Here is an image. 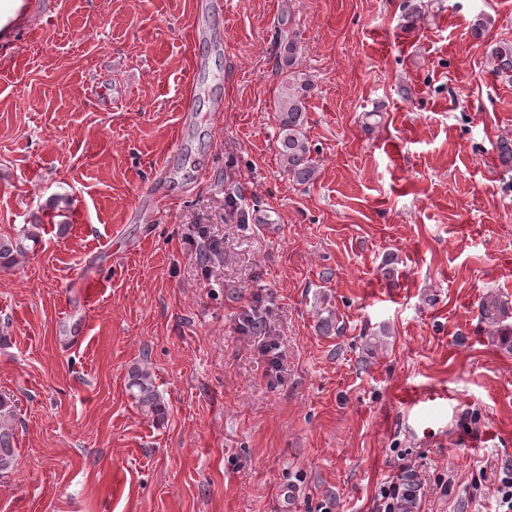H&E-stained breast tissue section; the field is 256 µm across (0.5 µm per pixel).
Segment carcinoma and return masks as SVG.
Listing matches in <instances>:
<instances>
[{"label": "carcinoma", "instance_id": "cac0c4a2", "mask_svg": "<svg viewBox=\"0 0 512 512\" xmlns=\"http://www.w3.org/2000/svg\"><path fill=\"white\" fill-rule=\"evenodd\" d=\"M287 75L282 81L281 96L277 106L279 123V154L288 178L305 185L316 175L317 163L312 156L311 144L304 132L306 99L312 88L309 75L295 69L294 43H288V54L283 56ZM489 72L497 77L512 78V41L495 42L487 56ZM496 155L506 171L512 170V135L502 136L496 144ZM34 237L28 227L18 230L15 239L0 240V267L8 268L25 253L24 241ZM507 314L505 304L496 298L485 299L480 304V316L492 324L503 321ZM129 395L138 409L160 420L165 407L155 389L148 371L135 368L127 384ZM14 404L8 397L0 396V472L12 471L16 465L14 448Z\"/></svg>", "mask_w": 512, "mask_h": 512}]
</instances>
